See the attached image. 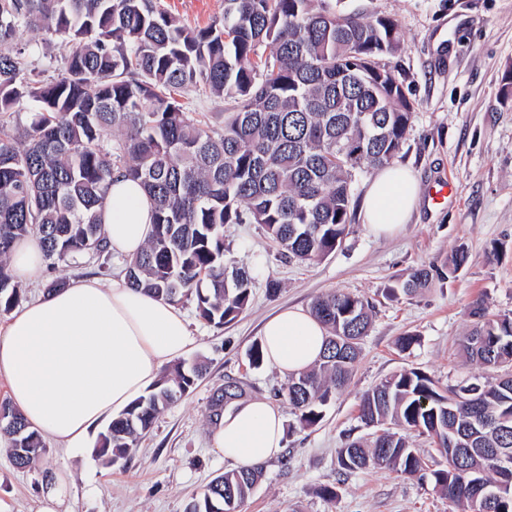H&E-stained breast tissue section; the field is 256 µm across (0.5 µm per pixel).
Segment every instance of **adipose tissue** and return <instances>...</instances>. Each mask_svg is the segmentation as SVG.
<instances>
[{"mask_svg": "<svg viewBox=\"0 0 512 512\" xmlns=\"http://www.w3.org/2000/svg\"><path fill=\"white\" fill-rule=\"evenodd\" d=\"M418 203L412 172L386 166L363 197V221L374 235H391ZM152 220V203L139 183L115 180L103 209L110 249L135 257L152 233ZM325 335L310 313L282 310L264 325L265 359L281 376L298 373L317 362ZM194 341L176 305L132 288L126 278L73 279L16 307L0 323V377L12 406L32 429L60 447L80 449ZM283 436L276 406L245 400L225 409L211 442L225 459L254 467L281 454Z\"/></svg>", "mask_w": 512, "mask_h": 512, "instance_id": "1", "label": "adipose tissue"}]
</instances>
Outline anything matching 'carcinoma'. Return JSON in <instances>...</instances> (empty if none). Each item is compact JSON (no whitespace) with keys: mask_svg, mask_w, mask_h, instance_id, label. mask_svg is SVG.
<instances>
[{"mask_svg":"<svg viewBox=\"0 0 512 512\" xmlns=\"http://www.w3.org/2000/svg\"><path fill=\"white\" fill-rule=\"evenodd\" d=\"M24 28L65 50L54 80L33 74L39 48L16 47ZM402 47L393 19L342 14L330 0H224L223 19L204 28L182 24L156 0H0V311L21 298L10 270L16 239L38 237L52 268L110 256L101 211L113 178L128 176L155 208L152 236L125 262L131 287L191 301L210 324L235 320L253 278L228 266L224 225L259 224L282 257L300 263L335 252L351 224L356 175L391 164L411 127L414 105L383 62ZM199 85L232 102L223 128L185 112L182 99ZM22 111L31 117L17 136L10 117ZM465 259L460 248L446 271L417 268L400 290L412 295L452 276ZM311 314L325 327V352L282 389L303 429L349 381L371 325L369 301L348 292L317 298ZM470 317L461 351L494 376L442 390L421 370H404L360 405L365 425L426 435L440 459L430 465L405 435L385 432L340 449L342 470L388 468L429 480L461 512H512V492L487 506L474 484L512 486V468L498 465L512 453V317L489 314L481 300ZM202 371L172 367L100 433L94 456L107 464L129 456ZM242 395L218 391L210 419ZM0 434L19 469L46 453L7 401ZM450 439L465 450L448 447ZM258 478L254 467L228 471L186 512H238Z\"/></svg>","mask_w":512,"mask_h":512,"instance_id":"1","label":"carcinoma"}]
</instances>
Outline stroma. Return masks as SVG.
<instances>
[{"label": "stroma", "instance_id": "obj_1", "mask_svg": "<svg viewBox=\"0 0 512 512\" xmlns=\"http://www.w3.org/2000/svg\"><path fill=\"white\" fill-rule=\"evenodd\" d=\"M160 5L197 28L224 16V0ZM336 8L389 16L403 38V50L386 62L415 106L396 159L419 181L410 221L394 235L377 237L360 214H352L341 246L312 264L281 258L260 225H225L226 258L250 271L252 297L243 314L221 327L199 320L192 303L182 304L197 338L183 360L204 363L203 376L115 465L50 442L39 461L19 469L0 451V503L9 512H31L43 477L54 469L72 479L63 512H185L214 477L232 468L211 445L208 418L214 393L227 385L239 386L248 399L272 402L284 419L285 448L261 465L240 512H450L431 483L387 469L344 471L338 450L367 436L359 405L382 379L417 368L445 387L478 373L458 352L473 302L484 301L489 313L512 315V101L502 100V78L512 69V0H337ZM445 181L453 183V193L433 202L432 188ZM460 247L468 258L455 277L433 280L414 296L392 295L414 269L445 267ZM124 263L117 254L105 264L84 256L74 267L42 269L24 285L23 297L31 299L56 278L108 280ZM271 281L276 291H269ZM333 291L368 299L373 322L350 383L331 398L318 425L300 431L280 394L285 378L270 365L253 367L249 353L261 342L268 316L283 307L310 308L317 296ZM408 332L420 341L404 353L397 340ZM323 487L335 489V497L320 496Z\"/></svg>", "mask_w": 512, "mask_h": 512}]
</instances>
